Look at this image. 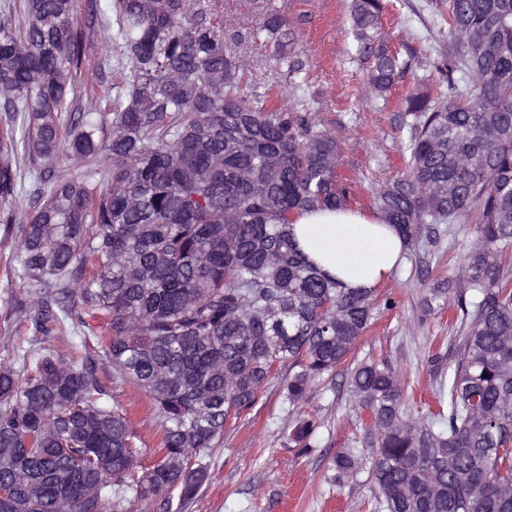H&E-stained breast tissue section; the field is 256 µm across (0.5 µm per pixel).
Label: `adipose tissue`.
Here are the masks:
<instances>
[{
    "instance_id": "adipose-tissue-1",
    "label": "adipose tissue",
    "mask_w": 512,
    "mask_h": 512,
    "mask_svg": "<svg viewBox=\"0 0 512 512\" xmlns=\"http://www.w3.org/2000/svg\"><path fill=\"white\" fill-rule=\"evenodd\" d=\"M292 234L311 261L351 288L388 280L405 251L394 228L365 211L304 212L294 219Z\"/></svg>"
}]
</instances>
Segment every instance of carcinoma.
Wrapping results in <instances>:
<instances>
[{
  "instance_id": "carcinoma-1",
  "label": "carcinoma",
  "mask_w": 512,
  "mask_h": 512,
  "mask_svg": "<svg viewBox=\"0 0 512 512\" xmlns=\"http://www.w3.org/2000/svg\"><path fill=\"white\" fill-rule=\"evenodd\" d=\"M212 0H24L0 10V112L21 121L33 159L63 154L66 178L40 179L15 241L14 274L37 306L33 335L69 321L65 348L19 346L0 364V512H182L209 478L200 458L273 375L294 369L288 406L349 358L379 305L307 259L290 225L344 209L340 144L320 128L306 86L272 108L249 65L224 44ZM381 0H352V31L382 95L401 68L381 43ZM448 49L425 91L406 100V172L374 191L380 219L406 244L425 224L474 234L454 283L424 312L455 307L452 361L437 410L412 414L385 361L348 375L374 447L383 512H512V0H447ZM105 29L119 80L78 89L85 29ZM255 35L297 78L288 20L270 4ZM87 97L88 105H80ZM22 181L0 160V223H15ZM152 402L160 460L136 471L137 434L100 373ZM317 425L295 419L305 452ZM347 448L331 481L359 470Z\"/></svg>"
}]
</instances>
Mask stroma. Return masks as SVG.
Returning a JSON list of instances; mask_svg holds the SVG:
<instances>
[{
	"label": "stroma",
	"mask_w": 512,
	"mask_h": 512,
	"mask_svg": "<svg viewBox=\"0 0 512 512\" xmlns=\"http://www.w3.org/2000/svg\"><path fill=\"white\" fill-rule=\"evenodd\" d=\"M291 21L305 49L303 58L313 110L322 126L341 141L340 180L351 188L350 208L374 211L373 191L400 175L407 163L408 130L400 122L407 96L415 92L439 59L441 20L429 0H384L380 32L406 67L385 96L367 82L351 33L350 0H270ZM224 14L228 48L250 64L251 78L261 89L279 91L278 107H286L292 89L284 68L268 60L269 50L252 32L258 23L256 0H216ZM89 59L81 82L111 80L118 52L106 33L92 30ZM448 237L442 225H425L418 245L406 252L391 278L380 286L384 304L350 357L317 381L300 413L317 425L315 446L300 452L287 426L296 413L283 400L287 370L265 386L259 402L243 412L203 455L210 478L182 512H374L375 490L370 459H363L354 478L330 480L331 464L340 451L362 447L364 433L356 402L345 381L357 363L383 360L406 379L416 414L435 409V378L448 367L450 341L456 330L454 310L424 314L423 301L432 285L456 269L471 242L469 227L456 225ZM15 224H0V363L10 362L13 348L30 337L28 290L9 274ZM111 402L127 408L139 440L140 462L156 459L160 438L149 398L135 386L103 376Z\"/></svg>",
	"instance_id": "stroma-1"
}]
</instances>
